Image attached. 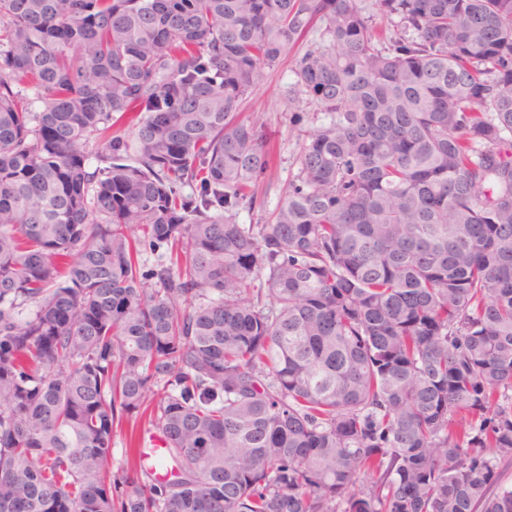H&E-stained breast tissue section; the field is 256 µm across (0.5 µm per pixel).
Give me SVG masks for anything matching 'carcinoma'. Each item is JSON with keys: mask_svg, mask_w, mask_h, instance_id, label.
Returning <instances> with one entry per match:
<instances>
[{"mask_svg": "<svg viewBox=\"0 0 512 512\" xmlns=\"http://www.w3.org/2000/svg\"><path fill=\"white\" fill-rule=\"evenodd\" d=\"M376 6L0 0V512H512V0ZM303 50L304 44L299 42L282 55L276 66L263 68L254 91L239 111L243 119L256 117L263 123V138L277 151L275 167L256 183L258 193L265 195L268 209L275 208L281 185L297 172L299 126L293 123L292 111L298 110L302 115L303 129L313 128L324 120V114L307 97L299 95L288 102V89L296 83L295 58ZM160 445L153 430L145 417L137 414L124 416L116 421L114 435L112 437V468L108 479L112 482L119 481L126 469L132 463V455H135L133 448H148L147 458H160L161 448H154Z\"/></svg>", "mask_w": 512, "mask_h": 512, "instance_id": "cac0c4a2", "label": "carcinoma"}]
</instances>
